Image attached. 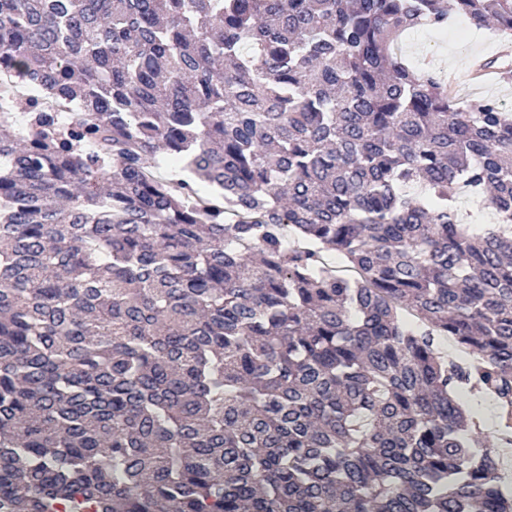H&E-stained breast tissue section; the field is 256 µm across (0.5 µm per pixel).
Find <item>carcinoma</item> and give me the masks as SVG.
Wrapping results in <instances>:
<instances>
[{"label":"carcinoma","mask_w":512,"mask_h":512,"mask_svg":"<svg viewBox=\"0 0 512 512\" xmlns=\"http://www.w3.org/2000/svg\"><path fill=\"white\" fill-rule=\"evenodd\" d=\"M454 15L512 37V0H0V86L78 107L0 112V512H512V113L395 53ZM461 406L469 411L476 420L480 421L479 429H472L471 436L474 443H480L495 427V417L492 402L484 395L464 390L457 395Z\"/></svg>","instance_id":"obj_1"}]
</instances>
